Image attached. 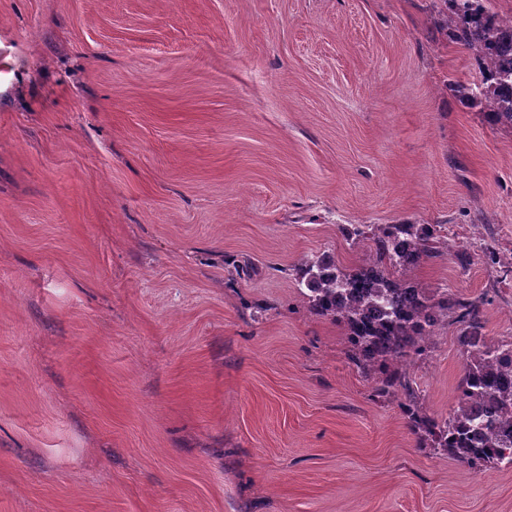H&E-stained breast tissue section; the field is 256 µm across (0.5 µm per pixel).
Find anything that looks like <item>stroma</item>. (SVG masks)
Returning a JSON list of instances; mask_svg holds the SVG:
<instances>
[{
  "label": "stroma",
  "mask_w": 512,
  "mask_h": 512,
  "mask_svg": "<svg viewBox=\"0 0 512 512\" xmlns=\"http://www.w3.org/2000/svg\"><path fill=\"white\" fill-rule=\"evenodd\" d=\"M430 0H0V512H512L433 454L295 281L438 224L512 339V128ZM250 259L237 274L226 257ZM448 326L406 372L455 403Z\"/></svg>",
  "instance_id": "35a3bbf8"
}]
</instances>
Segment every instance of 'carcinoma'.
I'll use <instances>...</instances> for the list:
<instances>
[{
	"mask_svg": "<svg viewBox=\"0 0 512 512\" xmlns=\"http://www.w3.org/2000/svg\"><path fill=\"white\" fill-rule=\"evenodd\" d=\"M439 27L478 62L480 81L458 86L487 109L494 125L512 126V17H498L486 0H436ZM343 237L369 242L370 255L348 270L323 253L296 266L312 314L343 326L348 359L373 381V393L398 401L410 429L434 438L438 453L476 470L512 465V341L484 336L486 295L436 297L402 276L448 248L439 224H346ZM456 328L464 375L444 419L428 415L405 366L429 353L436 331Z\"/></svg>",
	"mask_w": 512,
	"mask_h": 512,
	"instance_id": "obj_1",
	"label": "carcinoma"
}]
</instances>
